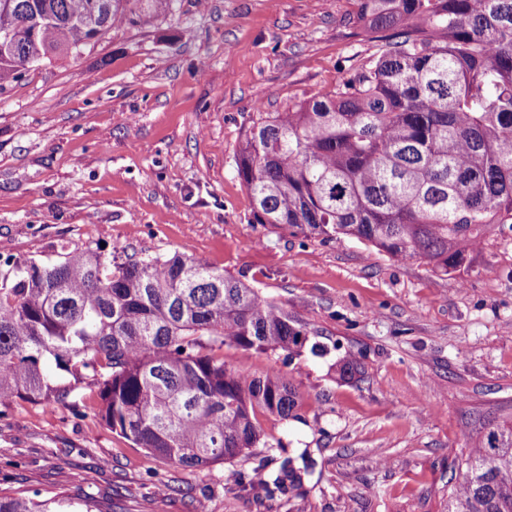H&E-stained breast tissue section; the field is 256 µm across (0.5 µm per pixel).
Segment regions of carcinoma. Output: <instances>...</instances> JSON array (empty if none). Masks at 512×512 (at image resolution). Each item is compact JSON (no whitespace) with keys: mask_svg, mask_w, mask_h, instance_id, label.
Segmentation results:
<instances>
[{"mask_svg":"<svg viewBox=\"0 0 512 512\" xmlns=\"http://www.w3.org/2000/svg\"><path fill=\"white\" fill-rule=\"evenodd\" d=\"M131 0H12L36 32L0 44V87L29 58L90 44ZM379 42L336 81L285 112H259L236 176L252 222L326 239L355 238L440 279L471 262L497 228L512 230V0H357ZM314 332L257 289L191 255L128 256L125 247L63 252L0 269V406H77L138 448L182 467L234 463L273 448L259 416L288 420L300 395L275 367L229 368L216 351L299 356ZM311 344V343H309ZM315 342L311 352H324ZM461 455L444 512H512V416L482 427ZM299 482L284 468L260 486ZM114 512L110 498L0 494V512Z\"/></svg>","mask_w":512,"mask_h":512,"instance_id":"obj_1","label":"carcinoma"}]
</instances>
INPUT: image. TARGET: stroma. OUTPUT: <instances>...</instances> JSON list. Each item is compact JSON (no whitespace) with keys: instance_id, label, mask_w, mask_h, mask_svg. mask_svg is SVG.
<instances>
[{"instance_id":"1","label":"stroma","mask_w":512,"mask_h":512,"mask_svg":"<svg viewBox=\"0 0 512 512\" xmlns=\"http://www.w3.org/2000/svg\"><path fill=\"white\" fill-rule=\"evenodd\" d=\"M0 87V262L121 244L189 248L258 288L329 346L290 363L224 349L228 367L282 368L295 418H262L282 447L237 470L300 468L298 489L228 485L226 467L177 468L82 409L0 410V491L111 498L116 512H443L483 423L512 415V230L439 280L354 239L251 223L236 176L257 113L328 92L378 49L356 0H172ZM355 356L362 375L341 379Z\"/></svg>"}]
</instances>
